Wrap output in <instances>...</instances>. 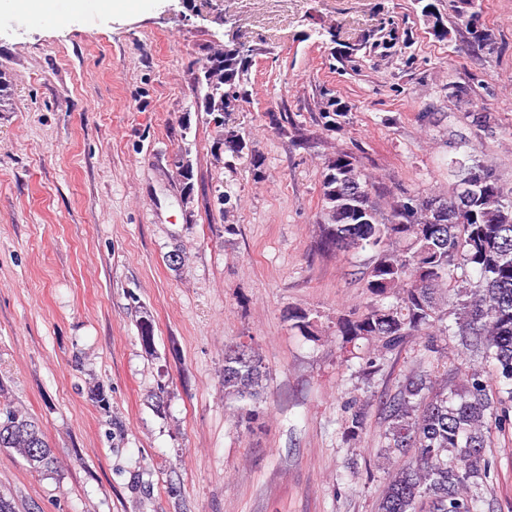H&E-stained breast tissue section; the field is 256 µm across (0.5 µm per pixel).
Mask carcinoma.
<instances>
[{
  "instance_id": "1",
  "label": "carcinoma",
  "mask_w": 512,
  "mask_h": 512,
  "mask_svg": "<svg viewBox=\"0 0 512 512\" xmlns=\"http://www.w3.org/2000/svg\"><path fill=\"white\" fill-rule=\"evenodd\" d=\"M389 18L360 43L373 52L396 40ZM224 70L241 79L232 103H249V50L226 42ZM208 115L224 112L222 83L202 81ZM454 178L445 224L417 220L406 224L392 212H380L374 185L356 158L340 153L329 160L322 181L326 223L321 247L327 251L374 252L366 272L372 297L364 310L336 317L332 335L346 362L359 360L370 373L387 354L416 338L428 367L397 381L380 400L382 433L377 458L382 471L377 512H494L481 480L489 476L490 438L512 423V188L494 168L466 155L448 162ZM291 329L308 341L322 339L320 315L288 312ZM454 339L477 366L454 369L458 383L448 385V346ZM507 396L490 388L489 379ZM268 368L252 341L224 349V398L235 423L251 427L259 420ZM366 413L351 407L342 433L361 438ZM0 448L21 456L29 468L50 471L57 458L41 425L24 409L0 405Z\"/></svg>"
}]
</instances>
